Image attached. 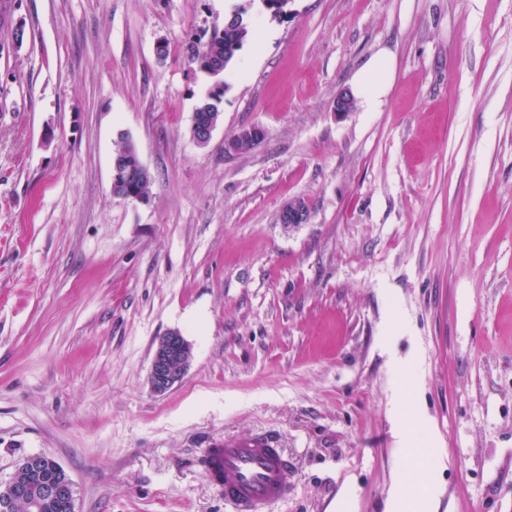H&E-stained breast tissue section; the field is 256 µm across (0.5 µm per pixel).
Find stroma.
<instances>
[{"label": "stroma", "instance_id": "35a3bbf8", "mask_svg": "<svg viewBox=\"0 0 512 512\" xmlns=\"http://www.w3.org/2000/svg\"><path fill=\"white\" fill-rule=\"evenodd\" d=\"M237 6L257 35L200 145L185 48ZM291 9L0 0V482L45 453L77 512H231L203 451L268 430L298 470L271 512H385L411 468L432 512H512V0ZM379 53L385 95L336 116ZM171 329L194 358L159 396ZM192 348L178 330H169L154 345L149 368L152 390L164 395L184 378L192 362Z\"/></svg>", "mask_w": 512, "mask_h": 512}]
</instances>
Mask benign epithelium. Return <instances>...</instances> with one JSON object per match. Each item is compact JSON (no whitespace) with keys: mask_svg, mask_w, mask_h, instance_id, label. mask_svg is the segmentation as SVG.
I'll list each match as a JSON object with an SVG mask.
<instances>
[{"mask_svg":"<svg viewBox=\"0 0 512 512\" xmlns=\"http://www.w3.org/2000/svg\"><path fill=\"white\" fill-rule=\"evenodd\" d=\"M122 167L113 165L112 191L119 197L140 200L142 196L124 181ZM309 219V211L301 200L288 202L281 211L283 224H304ZM192 348L177 330H170L161 336L154 345L149 368L152 390L164 395L177 386L184 378L192 362ZM61 470L62 466L50 455L34 453L22 457L15 472L0 486V512H14L16 505L24 504L27 512H46L60 507L64 512H75L76 488L69 474L55 479L42 480L40 475L46 466Z\"/></svg>","mask_w":512,"mask_h":512,"instance_id":"7a95c632","label":"benign epithelium"}]
</instances>
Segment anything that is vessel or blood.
I'll return each mask as SVG.
<instances>
[{"label": "vessel or blood", "mask_w": 512, "mask_h": 512, "mask_svg": "<svg viewBox=\"0 0 512 512\" xmlns=\"http://www.w3.org/2000/svg\"><path fill=\"white\" fill-rule=\"evenodd\" d=\"M204 466L232 512H270L288 497L296 476L280 437L270 431L225 436L207 448Z\"/></svg>", "instance_id": "b4317fda"}]
</instances>
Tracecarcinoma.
Wrapping results in <instances>:
<instances>
[{
	"instance_id": "obj_1",
	"label": "carcinoma",
	"mask_w": 512,
	"mask_h": 512,
	"mask_svg": "<svg viewBox=\"0 0 512 512\" xmlns=\"http://www.w3.org/2000/svg\"><path fill=\"white\" fill-rule=\"evenodd\" d=\"M232 22H224L222 27H213L200 36L197 41L188 45L187 60L197 70L214 78L220 77L229 69L236 53L252 35V26L244 17V11L234 9L230 13ZM224 88L219 87L204 98L195 111L198 112V121L202 125L218 123L221 110L216 100L222 98ZM130 183L134 188L146 195L151 185V176L146 168H134Z\"/></svg>"
}]
</instances>
